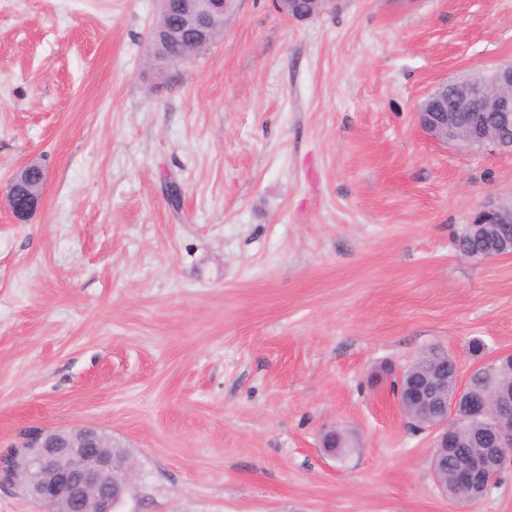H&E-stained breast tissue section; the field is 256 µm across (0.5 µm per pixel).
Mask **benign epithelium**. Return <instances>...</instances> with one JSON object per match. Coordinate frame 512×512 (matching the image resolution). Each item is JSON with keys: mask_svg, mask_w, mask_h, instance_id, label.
Here are the masks:
<instances>
[{"mask_svg": "<svg viewBox=\"0 0 512 512\" xmlns=\"http://www.w3.org/2000/svg\"><path fill=\"white\" fill-rule=\"evenodd\" d=\"M227 0H162L165 12L172 13L163 40L174 45L178 60L191 62L213 44L211 30L224 19ZM279 11L293 20H309L295 6V0H275ZM420 127L431 138L451 143L464 150L493 147L512 153V65H500L439 85L430 94L429 104L417 110ZM45 171L31 160L22 164L10 179L3 194L11 212L23 218L36 210L41 198ZM466 234L485 236L495 248L484 258L512 254V198L485 206L466 227ZM453 399H448V378L436 384V398L414 393L416 414L430 420L427 430L433 435L432 474L441 470L442 456L448 449V437L466 420V416L485 420V436L480 442L490 444L478 453L459 457L456 486L453 491L436 483L449 497L468 501L479 480L482 490L493 483L491 475L512 468V397L496 391L473 396L468 382L455 377ZM31 448L30 459H22L17 468L32 461V478L20 481L3 476L0 484L17 488L42 512L52 506L57 512H115V505L130 491L135 473L121 483L112 481V473L123 467L120 444L98 427L80 424L66 429L35 430L18 444Z\"/></svg>", "mask_w": 512, "mask_h": 512, "instance_id": "1", "label": "benign epithelium"}]
</instances>
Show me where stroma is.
I'll return each instance as SVG.
<instances>
[{
  "mask_svg": "<svg viewBox=\"0 0 512 512\" xmlns=\"http://www.w3.org/2000/svg\"><path fill=\"white\" fill-rule=\"evenodd\" d=\"M156 0H0V455L93 424L138 477L117 512H512V470L441 496L392 375L512 354V255L456 240L512 154L429 139L435 87L512 61V0H238L157 70ZM182 188L179 207L169 183ZM481 338V355L468 349ZM347 432L339 457L321 448ZM38 163L31 160L22 164L3 190L6 202L17 218L29 215L36 210L41 201L46 175L44 169L36 165ZM32 170L39 172L36 189L33 188L34 183H27L28 173Z\"/></svg>",
  "mask_w": 512,
  "mask_h": 512,
  "instance_id": "35a3bbf8",
  "label": "stroma"
}]
</instances>
